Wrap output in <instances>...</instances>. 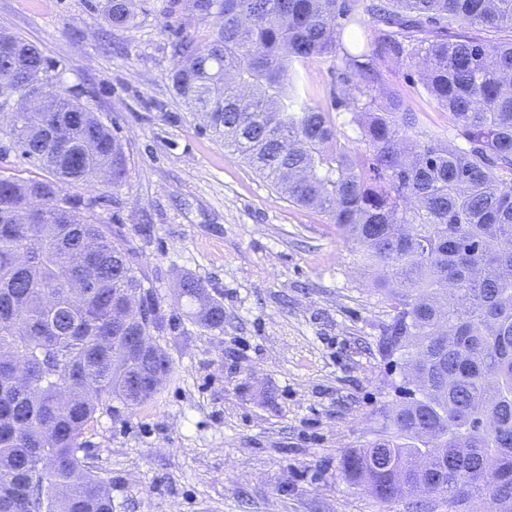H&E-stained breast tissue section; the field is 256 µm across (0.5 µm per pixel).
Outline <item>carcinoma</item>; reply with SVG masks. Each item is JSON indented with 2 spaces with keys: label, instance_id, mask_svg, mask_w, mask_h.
Instances as JSON below:
<instances>
[{
  "label": "carcinoma",
  "instance_id": "1",
  "mask_svg": "<svg viewBox=\"0 0 512 512\" xmlns=\"http://www.w3.org/2000/svg\"><path fill=\"white\" fill-rule=\"evenodd\" d=\"M220 5L205 42L178 48L176 95L224 147L289 202L326 215L383 273L391 319L381 349L397 357L416 396L398 402L383 434L342 461L345 477L380 503L415 496L417 459L442 448L428 480L483 512L486 462L512 472V0H379L359 17L352 0H192ZM108 20L133 22L130 0ZM374 39L353 53L352 25ZM507 33L491 39L485 33ZM331 58L354 86L347 111L370 154L342 142L336 117L311 102L293 62ZM423 59L422 94L448 113L464 145L424 130L399 95H373L398 64ZM54 69L19 36L0 33V100ZM0 156L13 150L42 171L0 174V512H112L104 479L79 456L97 413L152 400L133 391L122 336L163 334L169 322L145 287L123 235L96 217L101 197L66 192L112 182L126 159L111 128L79 95L55 90L42 112L0 123ZM38 224L20 215L33 203ZM186 317L224 331V305L203 281L179 279ZM138 296L142 321L112 317ZM448 332V347L436 337Z\"/></svg>",
  "mask_w": 512,
  "mask_h": 512
}]
</instances>
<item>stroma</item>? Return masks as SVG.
Wrapping results in <instances>:
<instances>
[{
  "label": "stroma",
  "instance_id": "obj_1",
  "mask_svg": "<svg viewBox=\"0 0 512 512\" xmlns=\"http://www.w3.org/2000/svg\"><path fill=\"white\" fill-rule=\"evenodd\" d=\"M134 23H108V0H0V31L37 46L62 87L87 95L125 158L118 184L68 186L99 196L102 223L126 238L171 327L172 372L156 399L85 434V461L109 485L112 512H409L347 483L343 456L377 439L402 400L398 363L379 343L389 320L375 271L321 213L283 198L225 150L175 96L177 42L221 22L189 0H133ZM316 105L341 90L331 59L297 64ZM418 72L383 86L425 111ZM224 304V330L183 315L178 275Z\"/></svg>",
  "mask_w": 512,
  "mask_h": 512
}]
</instances>
